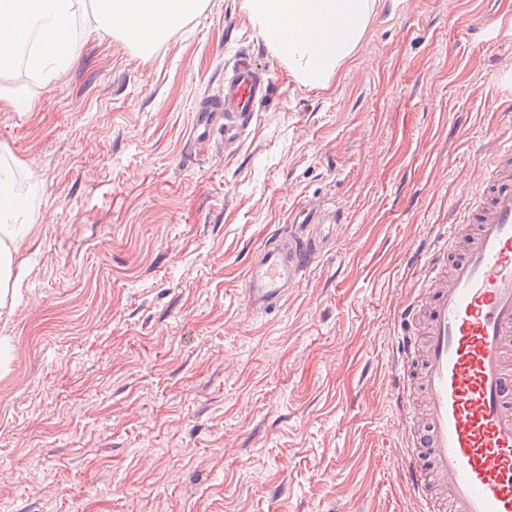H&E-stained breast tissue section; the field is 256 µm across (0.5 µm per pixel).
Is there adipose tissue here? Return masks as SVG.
<instances>
[{
    "label": "adipose tissue",
    "instance_id": "obj_1",
    "mask_svg": "<svg viewBox=\"0 0 512 512\" xmlns=\"http://www.w3.org/2000/svg\"><path fill=\"white\" fill-rule=\"evenodd\" d=\"M208 0H0V105L30 111L32 97L12 88L17 72L46 85L75 59L79 41L122 38L141 54L191 17ZM375 0H244L259 34L312 88L327 87L331 75L351 57L371 17ZM19 165L10 150L0 151V309L15 297L14 268L41 192L29 179L17 187Z\"/></svg>",
    "mask_w": 512,
    "mask_h": 512
}]
</instances>
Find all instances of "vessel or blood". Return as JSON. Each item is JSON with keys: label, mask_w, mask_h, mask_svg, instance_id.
Returning a JSON list of instances; mask_svg holds the SVG:
<instances>
[{"label": "vessel or blood", "mask_w": 512, "mask_h": 512, "mask_svg": "<svg viewBox=\"0 0 512 512\" xmlns=\"http://www.w3.org/2000/svg\"><path fill=\"white\" fill-rule=\"evenodd\" d=\"M268 72L236 62L224 91L199 107L194 138L236 145L270 95ZM477 224L449 225L444 247L419 253L423 271L398 310L403 385L397 398L411 453L400 468L419 512H512V140L484 158ZM340 210L297 208L289 234L271 235L245 274L251 310L280 307L315 258L330 251Z\"/></svg>", "instance_id": "1"}]
</instances>
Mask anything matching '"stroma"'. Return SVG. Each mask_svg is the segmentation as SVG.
I'll return each instance as SVG.
<instances>
[{
    "mask_svg": "<svg viewBox=\"0 0 512 512\" xmlns=\"http://www.w3.org/2000/svg\"><path fill=\"white\" fill-rule=\"evenodd\" d=\"M242 55L271 98L235 151L192 144ZM16 84L37 109H0V148L43 194L0 317V512H414L397 309L512 138V0H378L324 89L243 0ZM303 200L343 209L336 245L252 312L251 257Z\"/></svg>",
    "mask_w": 512,
    "mask_h": 512,
    "instance_id": "1",
    "label": "stroma"
}]
</instances>
